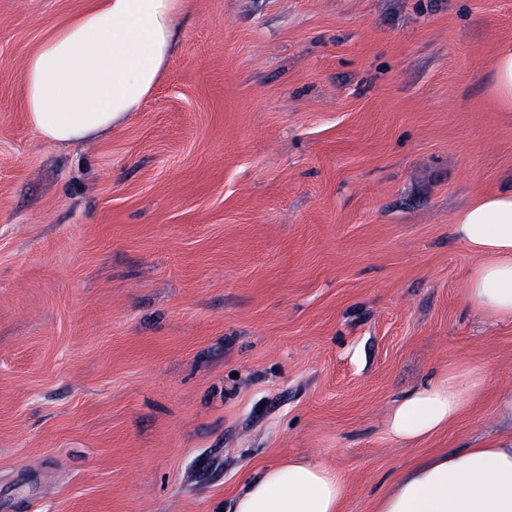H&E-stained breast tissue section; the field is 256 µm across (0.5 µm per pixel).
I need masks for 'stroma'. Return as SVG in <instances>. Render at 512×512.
Listing matches in <instances>:
<instances>
[{
  "label": "stroma",
  "instance_id": "obj_1",
  "mask_svg": "<svg viewBox=\"0 0 512 512\" xmlns=\"http://www.w3.org/2000/svg\"><path fill=\"white\" fill-rule=\"evenodd\" d=\"M87 2L0 0V512H228L293 458L374 512L503 431L512 325L466 307L451 226L512 188L487 80L512 0H190L138 111L55 143L24 63ZM459 364L484 395L391 440ZM484 389L479 368L448 367L395 402L385 422L387 432L401 443L419 442L457 419Z\"/></svg>",
  "mask_w": 512,
  "mask_h": 512
}]
</instances>
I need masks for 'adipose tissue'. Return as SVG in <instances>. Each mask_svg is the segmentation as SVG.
Masks as SVG:
<instances>
[{"instance_id": "adipose-tissue-1", "label": "adipose tissue", "mask_w": 512, "mask_h": 512, "mask_svg": "<svg viewBox=\"0 0 512 512\" xmlns=\"http://www.w3.org/2000/svg\"><path fill=\"white\" fill-rule=\"evenodd\" d=\"M186 10L187 0H93L25 62L31 126L67 144L109 133L159 82ZM488 87L512 112V40L499 45ZM452 233L479 258L465 275V302L484 319L512 324V189L478 197L457 215ZM484 389L480 369L449 367L395 402L387 432L401 443L423 440ZM345 495L340 472L318 459H294L247 481L231 512H341ZM374 512H512V432L420 458L377 497Z\"/></svg>"}]
</instances>
